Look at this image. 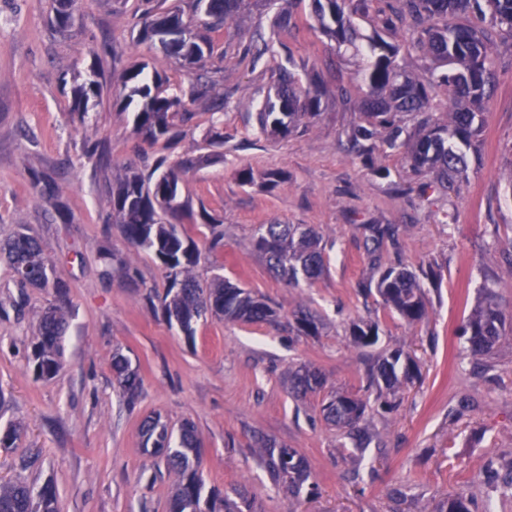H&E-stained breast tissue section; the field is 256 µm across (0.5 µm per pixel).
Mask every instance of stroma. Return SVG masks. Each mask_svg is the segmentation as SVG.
Returning a JSON list of instances; mask_svg holds the SVG:
<instances>
[{
	"mask_svg": "<svg viewBox=\"0 0 512 512\" xmlns=\"http://www.w3.org/2000/svg\"><path fill=\"white\" fill-rule=\"evenodd\" d=\"M185 19L218 53L204 70L223 91L224 158L185 176L182 194L206 210L224 232V248L207 252L204 226L189 232L202 251L207 278L222 264L232 283L289 314L316 313L320 333L295 336L262 323L200 322L194 339L167 323L160 294L165 273L154 255L134 250L112 222V193L130 171H142L163 152L170 160L203 154L211 126L207 99L191 103L195 117L167 148L149 145L121 110L116 95L80 118L71 94L74 77L98 66L95 45L112 48L108 68L120 75L133 63L146 76L184 84L191 69L159 44L140 41L132 0H79L75 27L51 26L49 0H0V243L18 228L37 236L69 286L74 319L64 366L50 380L27 361L35 313L51 300L23 288L0 268V427L19 422L16 450L0 451V477L34 487L53 483L60 512H169L166 461L146 449L143 420L160 415L170 430L191 421L201 439L207 488L244 487L260 512H438L448 498L473 496L479 512H512V497L487 482L489 467L512 464V331L474 375L459 327L480 300L478 288L498 279L497 299L512 310V45L501 43L503 66L486 103L477 153L448 189H431L430 175L398 155L355 154L348 135L352 107L324 101L318 116L285 139L259 134L255 106L272 92L276 61L248 48L269 34L273 10L254 9L235 23L209 28V18L184 0ZM302 0L295 25L281 34L297 65L326 81L341 80L353 98L359 59L338 55L336 44L308 23ZM104 143V159L85 145ZM388 176H380L379 168ZM252 172L253 183L242 180ZM282 175L269 187L266 175ZM274 221L315 225L330 250L328 272L313 286L277 279L253 252L258 225ZM390 224L396 244L381 260L412 269L441 268L439 284L424 281L427 319L414 326L359 292L371 275L362 232ZM128 259L129 270L104 265L101 247ZM156 301H148L147 293ZM378 322L374 353L353 344L349 326ZM121 345L141 378L128 402L112 375ZM400 349L419 366L412 383L392 396L389 410L372 412L375 436L365 448H340L319 415V398L288 391V368L317 367L327 389L363 393L375 354ZM297 449L308 461L314 496L289 497L250 448L253 434Z\"/></svg>",
	"mask_w": 512,
	"mask_h": 512,
	"instance_id": "stroma-1",
	"label": "stroma"
}]
</instances>
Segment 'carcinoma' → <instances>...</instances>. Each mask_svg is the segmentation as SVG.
Listing matches in <instances>:
<instances>
[{"mask_svg": "<svg viewBox=\"0 0 512 512\" xmlns=\"http://www.w3.org/2000/svg\"><path fill=\"white\" fill-rule=\"evenodd\" d=\"M76 0H51L54 24L60 31L71 26L68 7ZM247 0H192V7L202 9L218 25H228L238 16ZM303 0H282L273 21V33L294 26L293 10ZM136 10L146 18L142 33L155 38L175 20L176 37L164 42V52L188 65L199 63L214 51L213 42L184 25L178 6L164 10L156 18L151 0H138ZM311 27L336 41L337 48L359 56L368 50L366 63L357 77L363 87L362 98L354 104L358 120L349 139L366 159L387 150L402 155L412 170L432 175L433 183L445 189L468 169L469 154L475 153L478 134L484 123L483 104L495 87L499 61L497 43L512 40V0H310ZM373 17L378 28L404 32L407 47L424 63V77L410 74L399 60L400 47L379 37H365L356 20ZM143 68L132 67L120 76L126 91L123 103L141 102L136 116V132L146 134L156 145L177 138L180 128L192 121L195 113L187 103L210 88L209 77L200 73L189 87L174 88L141 74ZM290 55L278 63L274 96L256 106V123L266 137L285 138L301 127L305 120L317 116L322 99L334 96L348 104L346 86L338 81L329 86L319 77L304 80ZM443 91L446 102L433 103L434 90ZM75 97L87 101L102 96L100 79H90L73 88ZM211 128L207 145L224 144L221 114L224 93H216L210 104ZM222 155L210 153L194 158L171 161L165 155L156 158L151 170L126 176L112 195V211L127 242L137 251L152 253L160 262L167 279L162 299L168 322L177 325L184 336H195L199 321L210 313L226 322L285 323L288 331L301 336L319 334L316 315L297 309L289 316L221 275L202 282L194 269L200 251L193 239L178 229L183 223L202 224L210 229L209 249L217 250L224 234L202 210L195 214L180 201L183 177L204 163H216ZM365 244L373 274L359 283L365 293L372 291L385 307L414 326L428 317L420 275L401 261L381 263L378 252L388 240H395L389 224H367ZM253 249L268 268L287 284L312 285L328 270L330 255L314 227L308 224H262L253 239ZM0 259L8 265L12 277L23 287L40 288L50 293L49 303L38 317L28 362L40 379H52L62 367L64 340L71 321V302L66 282L44 255L40 242L20 231L5 246ZM497 281L487 279L481 285L484 303L460 326L465 352L482 365L487 362L504 336L512 315L494 301ZM354 342L363 348L377 343L379 328L373 323H359L351 328ZM415 363L395 351L382 357L369 378V387L394 390L414 376ZM112 372L122 393L134 399L141 379L131 368L129 359L117 348L112 354ZM291 394L304 398L322 395L319 412L322 419L336 429L339 447L363 448L370 439L367 415L370 397L364 393L339 394L325 390L320 371L300 364L288 370ZM145 441L155 452L166 457L173 475L171 512H256L251 497L235 492V497L216 491L204 492L205 481L198 468L201 441L195 426L184 423L177 440L158 418L149 417L142 424ZM21 424L13 423L0 433V450L17 448ZM251 447L258 463L267 469L274 483L295 498L315 493L310 471L303 456L264 435L253 436ZM0 512H57V490L51 484L38 489L22 481L0 480ZM437 512H473V500L459 494L444 503Z\"/></svg>", "mask_w": 512, "mask_h": 512, "instance_id": "cac0c4a2", "label": "carcinoma"}]
</instances>
